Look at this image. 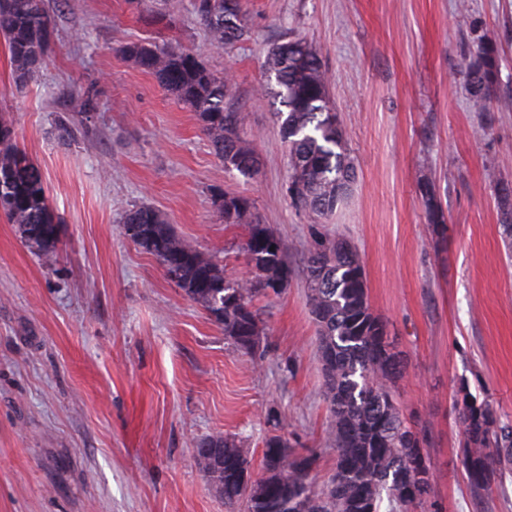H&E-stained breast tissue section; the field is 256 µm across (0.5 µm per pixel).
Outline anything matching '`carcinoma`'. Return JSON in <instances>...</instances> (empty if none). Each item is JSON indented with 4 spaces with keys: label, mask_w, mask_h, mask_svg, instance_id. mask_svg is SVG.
I'll return each instance as SVG.
<instances>
[{
    "label": "carcinoma",
    "mask_w": 512,
    "mask_h": 512,
    "mask_svg": "<svg viewBox=\"0 0 512 512\" xmlns=\"http://www.w3.org/2000/svg\"><path fill=\"white\" fill-rule=\"evenodd\" d=\"M195 13L221 52L251 35L242 0H195ZM54 19L43 0H0V36L13 68L14 83L24 87L38 75ZM133 58L159 84L196 112L214 154L245 178L259 172L256 152L245 134L247 113L226 102L232 76H219L194 55L153 41L127 44ZM467 93L484 110L494 100L498 50L486 39L473 44L463 59ZM265 70L274 76L275 96L286 111L275 118L288 149L285 193L311 221L320 224L347 201L356 181V165L342 135L329 83L318 50L293 33L285 34L266 55ZM74 110L57 116L58 137L70 140L78 116L95 109L93 93L80 85L69 90ZM500 199L502 235L512 241V183L495 184ZM422 200L433 234L445 229L441 207L429 185ZM226 224L248 228L243 251L254 269L250 279L232 278L224 267L181 241L166 217L136 207L122 217L123 228L137 226L129 237L162 267L172 282L224 327L241 349L263 331L258 298L277 292L273 285L290 276L281 239L260 223L254 204L243 195H215ZM0 209L20 238L46 263L58 255V220L46 196L40 169L17 146L13 128L0 120ZM338 238L312 230L306 250V301L317 326L318 354L324 373L325 399L331 417L327 441L336 451L331 479L319 486L313 472L318 456L300 451L279 434L265 439L262 474L253 476L249 449L231 435H210L196 443V462L226 512H380L388 501L394 512H429L433 476L423 452L424 431L410 424L397 404L391 384L401 360L388 339L386 323L370 309L364 270L356 248L336 250ZM464 427V467L470 485L484 489L499 475L500 458L490 448H512V426L499 422L489 405L453 407ZM426 474L424 494L407 498L401 488L416 470Z\"/></svg>",
    "instance_id": "obj_1"
}]
</instances>
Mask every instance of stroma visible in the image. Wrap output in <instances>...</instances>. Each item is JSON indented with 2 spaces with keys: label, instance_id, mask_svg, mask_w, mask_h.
Masks as SVG:
<instances>
[{
  "label": "stroma",
  "instance_id": "1",
  "mask_svg": "<svg viewBox=\"0 0 512 512\" xmlns=\"http://www.w3.org/2000/svg\"><path fill=\"white\" fill-rule=\"evenodd\" d=\"M54 32L35 82L16 88L0 43V118L41 170L59 217L48 266L0 214V512H224L194 460L198 439L229 434L260 472L263 440L317 449V483L336 453L306 303L308 216L285 195L288 153L264 68L293 31L320 52L357 184L325 222L358 250L368 302L405 364L395 383L422 428L434 479L430 512H512V463L477 490L463 467L459 391L512 424V248L494 179L512 182V108L476 110L461 59L477 38L498 49V98H512V0H247L253 35L213 52L194 0H160L150 25L135 0H46ZM154 40L231 72L260 159L251 180L228 170L180 104L122 48ZM96 93L88 134L65 143L55 114L71 86ZM430 184L447 231L422 203ZM250 197L279 235L292 272L259 298L256 354L240 350L157 260L124 235L147 205L177 236L252 275L246 229L224 223L217 191Z\"/></svg>",
  "mask_w": 512,
  "mask_h": 512
}]
</instances>
